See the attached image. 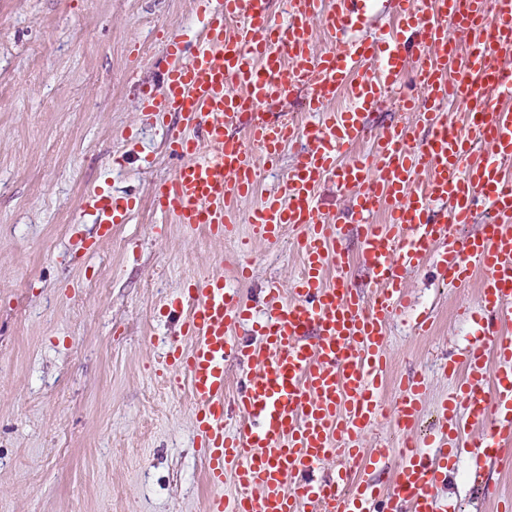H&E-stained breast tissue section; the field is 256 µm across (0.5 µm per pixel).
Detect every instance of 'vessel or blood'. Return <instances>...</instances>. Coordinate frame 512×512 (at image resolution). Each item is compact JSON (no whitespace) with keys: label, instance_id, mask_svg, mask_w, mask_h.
I'll return each mask as SVG.
<instances>
[{"label":"vessel or blood","instance_id":"1","mask_svg":"<svg viewBox=\"0 0 512 512\" xmlns=\"http://www.w3.org/2000/svg\"><path fill=\"white\" fill-rule=\"evenodd\" d=\"M206 21L189 61L175 49L159 82L137 89L142 112L167 129L178 160L152 197L178 223L223 235L230 202L254 194L259 163L279 160L303 142L277 191L247 215L268 240L292 229L302 272L290 289L270 286L257 322L261 342L241 343L233 328L252 312L223 276L192 281L178 300L192 343L167 359L195 403L207 512H436L434 490L461 454L475 461L512 452V0H430L411 8L391 0L397 23L360 37L369 0H200ZM325 45L314 50V20ZM469 50L458 55L452 32ZM416 55L421 98L400 95ZM302 93L306 121L276 107ZM345 96L343 111L326 106ZM413 113L373 134L366 119L388 103ZM462 104L464 124L452 111ZM245 130L238 138L236 130ZM365 143L369 152L351 156ZM332 181L349 195L364 226L359 258L376 289L364 297L343 274L340 226L322 212L318 189ZM137 199L91 189L83 212L102 237L127 223ZM384 223H371L379 208ZM489 219L465 233L478 211ZM435 260L443 283L463 287L481 271V318L462 377L442 405L436 457L412 444L363 450L359 436L391 416L412 428L421 416L422 379L400 382L393 411L381 401L387 368L384 321L402 304L403 278ZM336 279H328L329 270ZM254 364L233 405L244 425L224 427V363ZM401 461L389 485L364 478L392 455ZM344 457L335 476L320 472ZM240 492L226 498L225 477Z\"/></svg>","mask_w":512,"mask_h":512}]
</instances>
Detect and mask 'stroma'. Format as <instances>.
I'll list each match as a JSON object with an SVG mask.
<instances>
[{
	"mask_svg": "<svg viewBox=\"0 0 512 512\" xmlns=\"http://www.w3.org/2000/svg\"><path fill=\"white\" fill-rule=\"evenodd\" d=\"M200 29L195 0H0V512H205L195 404L166 364L171 344L191 343L172 304L219 273L258 315L301 261L294 233L271 243L246 221L293 150L260 166L256 199L231 203L230 235L152 206L175 162L135 84L159 81L170 45ZM95 187L142 202L102 241L82 209ZM404 295L386 322L383 391L391 405L401 377L423 378L421 417L411 431L373 425L364 448L428 441L453 382L444 367L472 335L460 311L476 306L478 282L446 285L429 264L406 275ZM421 312L434 320L424 336L411 327ZM472 470L450 466L438 503L496 512L512 499L511 460L487 462L479 483Z\"/></svg>",
	"mask_w": 512,
	"mask_h": 512,
	"instance_id": "stroma-1",
	"label": "stroma"
}]
</instances>
